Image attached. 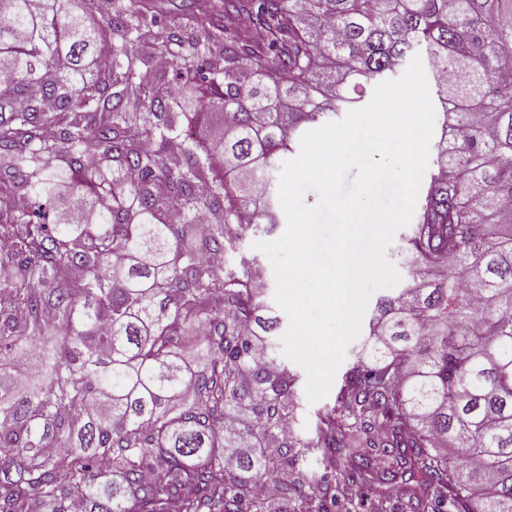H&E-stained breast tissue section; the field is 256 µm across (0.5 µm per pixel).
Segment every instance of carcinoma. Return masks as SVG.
I'll return each instance as SVG.
<instances>
[{
	"label": "carcinoma",
	"instance_id": "cac0c4a2",
	"mask_svg": "<svg viewBox=\"0 0 512 512\" xmlns=\"http://www.w3.org/2000/svg\"><path fill=\"white\" fill-rule=\"evenodd\" d=\"M421 49L410 279L298 438L269 284L227 257L301 133ZM0 71V512H329L405 475L403 512H512V0H9ZM415 55H419L420 58H421V62H422L423 68H424V72H425V75H426V79H427V83H428V87H429V91H430V96H431L432 103H433L434 110H435L434 133H433L432 139H431L430 144H429L428 167H427V170H426V172H425V174L423 176V179H422L421 187H420L419 194H418L417 201H416V204H417V202H418V200H419V198H420V196L422 194V191L424 189V181H425L426 174L428 173V171L433 166V160L435 158L434 144H435V141L437 140V137H438V134H439L440 124H441V119H442V113H441L440 105L438 103L437 96H436V93H435L436 89H435L434 82H433V79H432V76H431V68H430V65H429V60H428V56L425 53V51L424 50L416 51L410 57V59L408 60L406 66H405V68L403 69V71L401 73H399V74H397L395 76H391V77L385 78V79H379V80L374 81L371 84V86L368 88L366 97L359 104V106H357L356 108L363 107V106L367 105L370 102V100H371V98L373 96V92H374V89H375L376 85H378L379 83H381V82H383L385 80H391V79H398V78H400L404 74V72L406 71L410 61L412 60V58ZM416 204H415V206H416Z\"/></svg>",
	"mask_w": 512,
	"mask_h": 512
}]
</instances>
